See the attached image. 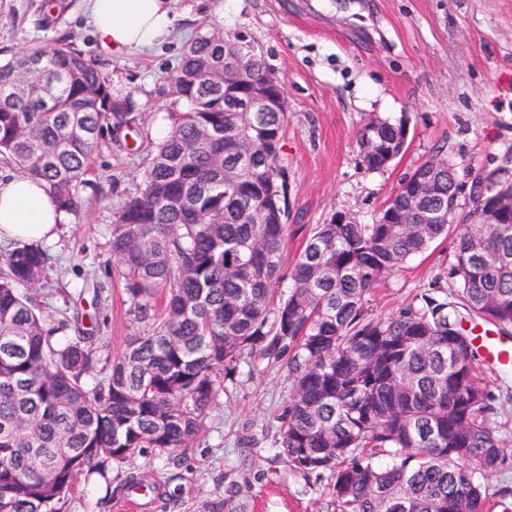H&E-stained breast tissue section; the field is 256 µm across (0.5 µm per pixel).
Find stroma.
<instances>
[{
	"mask_svg": "<svg viewBox=\"0 0 512 512\" xmlns=\"http://www.w3.org/2000/svg\"><path fill=\"white\" fill-rule=\"evenodd\" d=\"M0 0V60L29 45L81 50L112 87L136 85L141 119L107 133L93 156L83 207L50 246L53 263L38 300L58 309L94 307L101 334L120 354L142 331L128 310L110 247L119 202L142 186L146 149L158 142L176 106L167 78L185 43L215 29L246 36L283 84L288 123L280 164L288 174V234L282 266L296 261L308 229L339 211L374 223L403 179L443 152L462 183L483 169H512V0H177L183 14L169 43L112 53L86 25L82 0ZM377 115L408 128L403 153L369 171L357 157L364 121ZM455 236L388 275L369 296L373 316L412 301L453 258ZM104 287L101 299L93 290ZM286 366L240 373L219 395L194 447L171 459L161 451L113 466L108 479H78L61 512H125L128 477L156 482L160 496L142 512H200L233 480L248 479L249 512H331L323 481L291 471L266 426L287 406Z\"/></svg>",
	"mask_w": 512,
	"mask_h": 512,
	"instance_id": "35a3bbf8",
	"label": "stroma"
}]
</instances>
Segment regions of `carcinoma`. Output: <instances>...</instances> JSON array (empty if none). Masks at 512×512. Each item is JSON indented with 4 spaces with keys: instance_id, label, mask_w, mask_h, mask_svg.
Wrapping results in <instances>:
<instances>
[{
    "instance_id": "cac0c4a2",
    "label": "carcinoma",
    "mask_w": 512,
    "mask_h": 512,
    "mask_svg": "<svg viewBox=\"0 0 512 512\" xmlns=\"http://www.w3.org/2000/svg\"><path fill=\"white\" fill-rule=\"evenodd\" d=\"M243 49L255 78L284 89L248 39L207 32L182 51L170 83L187 103L152 150L137 195L121 202L112 255L129 314L144 330L119 355L75 313L58 318L18 286H39L51 256L38 244L0 248V512H60L78 475L107 478L145 448L175 458L193 446L241 364H285L294 392L273 417L289 468L328 480L334 512H486L482 479L507 464L501 399L477 369L463 319L512 327V177L482 171L466 223H448L461 188L437 153L404 179L373 224L336 212L311 227L280 291L288 230L279 165L285 112L233 111L224 43ZM135 101L66 44L34 45L0 63V160L47 183L79 213L94 145L132 127ZM404 122L369 119L360 165H389ZM251 153L237 181L224 163ZM441 177L423 201L427 224H402L416 176ZM456 232L453 259L428 288L385 317L368 301L382 277ZM166 305L157 310L159 290ZM99 373L92 386L88 376ZM392 457L381 464L376 457ZM204 512H248L231 483Z\"/></svg>"
}]
</instances>
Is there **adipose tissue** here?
<instances>
[{"label": "adipose tissue", "instance_id": "1", "mask_svg": "<svg viewBox=\"0 0 512 512\" xmlns=\"http://www.w3.org/2000/svg\"><path fill=\"white\" fill-rule=\"evenodd\" d=\"M87 21L103 47L116 52L149 49L177 26L174 0H84ZM47 186L28 175L0 172V243L48 242L66 223Z\"/></svg>", "mask_w": 512, "mask_h": 512}]
</instances>
